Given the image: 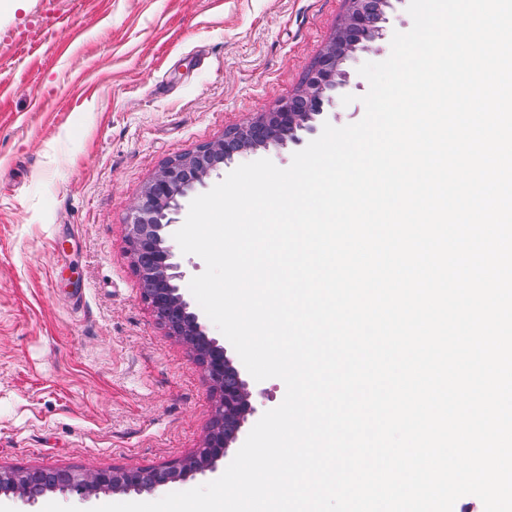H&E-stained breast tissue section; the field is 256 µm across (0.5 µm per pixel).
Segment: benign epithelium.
Masks as SVG:
<instances>
[{"label":"benign epithelium","mask_w":512,"mask_h":512,"mask_svg":"<svg viewBox=\"0 0 512 512\" xmlns=\"http://www.w3.org/2000/svg\"><path fill=\"white\" fill-rule=\"evenodd\" d=\"M348 8L336 32L317 61L308 69L303 84L292 95L282 99L269 112H261L246 123L236 126L195 151L167 160L146 185L139 203L126 224V242L130 256L146 254L152 265L145 272L150 279L162 280L168 287L154 295L143 293L151 311L167 303H175L185 320V327L206 342V376L222 411L234 420L232 436L238 437L243 425L255 416L258 407L249 383L236 368L227 348L208 336L206 326L179 287L185 271L176 261L171 243V230L178 223L182 202L221 165L234 156L261 150L280 153L290 145H299L307 135L316 133L326 114L335 110L345 95L359 88L347 65L358 54L369 51L384 38L395 12V4L403 0H347ZM204 446L208 457L197 461L189 474L213 473L228 455L230 441L210 429ZM180 467L169 463L151 470L114 468L81 474L58 471L49 491L89 499L100 492L153 493L175 477ZM21 474L13 468L0 467V495L34 503L37 493L18 488Z\"/></svg>","instance_id":"1"}]
</instances>
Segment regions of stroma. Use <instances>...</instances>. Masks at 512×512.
Instances as JSON below:
<instances>
[{
    "label": "stroma",
    "instance_id": "35a3bbf8",
    "mask_svg": "<svg viewBox=\"0 0 512 512\" xmlns=\"http://www.w3.org/2000/svg\"><path fill=\"white\" fill-rule=\"evenodd\" d=\"M346 0H21L0 14V466L157 467L216 400L142 300L154 172L303 83Z\"/></svg>",
    "mask_w": 512,
    "mask_h": 512
}]
</instances>
